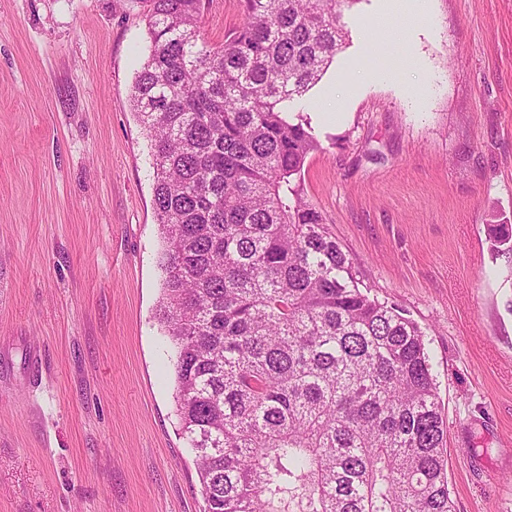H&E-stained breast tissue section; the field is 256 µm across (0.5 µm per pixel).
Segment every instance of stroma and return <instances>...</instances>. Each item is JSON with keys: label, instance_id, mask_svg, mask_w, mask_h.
<instances>
[{"label": "stroma", "instance_id": "1", "mask_svg": "<svg viewBox=\"0 0 512 512\" xmlns=\"http://www.w3.org/2000/svg\"><path fill=\"white\" fill-rule=\"evenodd\" d=\"M380 0L296 104L304 190L371 296L426 334L455 512H512V0ZM237 0H207L222 44ZM143 0H0V512H202L156 319ZM337 95L341 120L318 101ZM40 357V369L31 366Z\"/></svg>", "mask_w": 512, "mask_h": 512}]
</instances>
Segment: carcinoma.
<instances>
[{
    "mask_svg": "<svg viewBox=\"0 0 512 512\" xmlns=\"http://www.w3.org/2000/svg\"><path fill=\"white\" fill-rule=\"evenodd\" d=\"M131 100L150 139L180 435L204 512H452L447 420L420 326L360 288L306 198L321 148L293 110L348 45L358 0H145ZM492 249L512 254V227ZM202 33L209 44H222L242 21L237 0H205Z\"/></svg>",
    "mask_w": 512,
    "mask_h": 512,
    "instance_id": "1",
    "label": "carcinoma"
}]
</instances>
